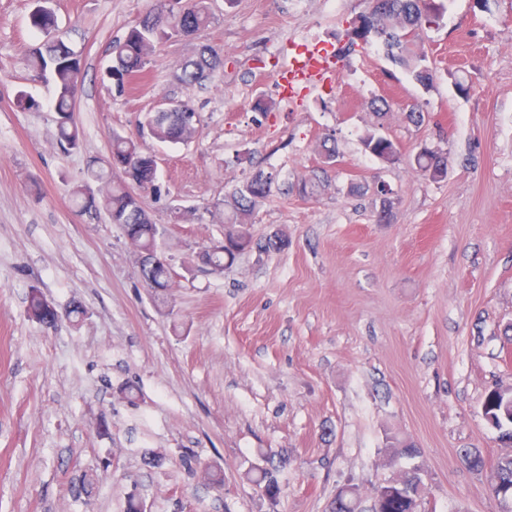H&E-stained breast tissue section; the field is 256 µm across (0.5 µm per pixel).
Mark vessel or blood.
Masks as SVG:
<instances>
[{"instance_id": "obj_1", "label": "vessel or blood", "mask_w": 512, "mask_h": 512, "mask_svg": "<svg viewBox=\"0 0 512 512\" xmlns=\"http://www.w3.org/2000/svg\"><path fill=\"white\" fill-rule=\"evenodd\" d=\"M336 74V57L330 46L312 45L305 52L289 56L277 83L281 91L295 94L307 86L331 81Z\"/></svg>"}]
</instances>
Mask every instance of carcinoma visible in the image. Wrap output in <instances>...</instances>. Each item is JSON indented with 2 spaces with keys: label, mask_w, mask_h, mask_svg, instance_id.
I'll return each mask as SVG.
<instances>
[{
  "label": "carcinoma",
  "mask_w": 512,
  "mask_h": 512,
  "mask_svg": "<svg viewBox=\"0 0 512 512\" xmlns=\"http://www.w3.org/2000/svg\"><path fill=\"white\" fill-rule=\"evenodd\" d=\"M446 12L444 0H376L371 10L360 14L348 32L349 44L378 43L387 57L405 68L424 88L433 82L432 69L427 64V55L417 43L419 31L439 24ZM212 19L209 0H186L175 7L166 0H153L145 16L130 27L126 35L110 46L112 64L105 72L110 82L123 88L125 84L141 76L149 64L155 48L174 37H188L209 25ZM32 26L47 35L55 28L53 14L35 12ZM222 63L218 53L208 47L181 64L178 81L192 88ZM30 65L38 75L51 74L56 97L54 108L59 115L56 136L67 149L80 146V131L74 122L76 95L81 77L80 60L64 42L45 41L31 57ZM197 113L186 105L169 112L147 113L145 124L151 137L178 143L195 132ZM365 150L383 163H394L399 158L396 144L389 138L370 133L363 140ZM416 165L432 178L442 177L446 171L445 157L435 149L422 148L414 157ZM105 164L110 175L102 172L95 177L105 180L101 204L111 223L117 224L129 243L134 246L144 261L139 265V277L151 289L157 306H168L169 289L172 285L171 267L161 259L157 240L159 227L146 210L143 194L156 190L157 161L142 142L131 137L115 135ZM272 176L259 170L244 183L236 186L224 197V208L228 209L224 221V240L212 241L208 246L209 265L216 271L224 270L226 263L251 244L246 229L249 220L260 202L271 189ZM27 314L37 323L52 328L56 314L47 308L45 296L34 288L27 299ZM488 422L499 433V438L512 443V395L504 389L490 391L484 402ZM420 457L414 444L398 440L392 448V462L412 461ZM462 461L473 471L485 467V459L478 448L461 449ZM420 465H413L399 473L397 484L390 487L380 484L374 492L371 512H418L425 485ZM494 471L497 481L489 485L491 496L504 504L503 512H512V454L498 459ZM257 485L271 500L279 498L281 487L270 469L261 471ZM359 494L352 489L344 498L330 503V512H358Z\"/></svg>",
  "instance_id": "obj_1"
}]
</instances>
